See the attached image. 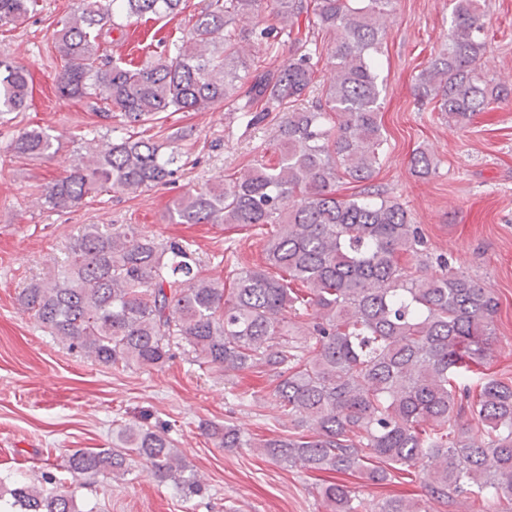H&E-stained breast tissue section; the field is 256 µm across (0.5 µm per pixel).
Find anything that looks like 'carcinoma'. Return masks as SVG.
Returning <instances> with one entry per match:
<instances>
[{
	"mask_svg": "<svg viewBox=\"0 0 512 512\" xmlns=\"http://www.w3.org/2000/svg\"><path fill=\"white\" fill-rule=\"evenodd\" d=\"M37 0H0V28L16 26ZM187 0H78L58 21L53 48L62 62L56 90L85 99L112 121V141L95 139L68 174L42 194L46 209L67 212L110 190L141 192L173 182L186 165L176 142L136 135L166 112L214 106L248 124L282 113L279 158L228 183L189 190L168 208L172 224L269 226L265 264L234 274L227 288L206 277L191 244L159 241L136 224L102 230L88 224L64 264L31 280L21 308L50 335L105 367L153 368L174 346L198 367L231 376L260 369L272 377L269 408L288 415L286 435L254 438L236 425L204 430L224 448H259L290 466L359 475L374 484L391 471L425 474L428 499L392 495L375 512H430L459 497L493 508L512 505V379L488 372L496 342L494 293L454 270L411 261L426 253L419 225L380 193L336 196V180H370L386 139L376 56L393 0H209L189 15V36L158 39L154 60L134 66L100 54L121 28L115 16L157 19L183 14ZM448 39L418 75V94L448 124L468 125L512 90L482 73L487 41L481 0H449ZM271 10L282 27L237 26ZM305 21V32L295 31ZM334 47L320 52L318 34ZM286 36L293 58L282 66L246 63L242 43L274 47ZM336 72L322 98L300 109L321 61ZM30 69L0 58V116L29 107ZM55 139L40 127L18 130L6 158L52 157ZM414 170L436 171L418 151ZM309 318L296 333L294 318ZM136 455L148 476L191 498L205 487L164 429L129 422L112 430V447L79 449L73 477L121 476ZM376 458L388 468L372 467ZM328 512H363L347 485L323 484ZM0 512H80L76 490L44 491L0 483Z\"/></svg>",
	"mask_w": 512,
	"mask_h": 512,
	"instance_id": "carcinoma-1",
	"label": "carcinoma"
}]
</instances>
